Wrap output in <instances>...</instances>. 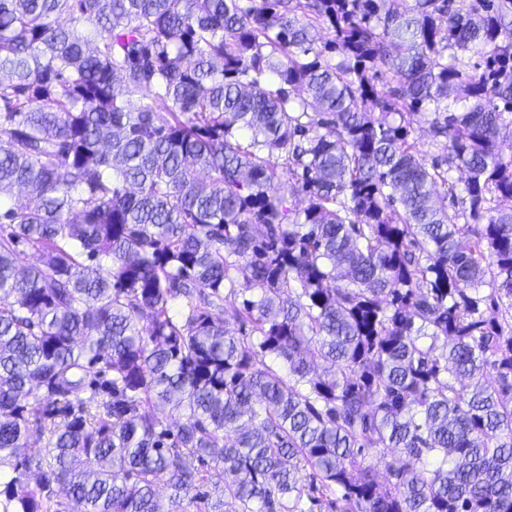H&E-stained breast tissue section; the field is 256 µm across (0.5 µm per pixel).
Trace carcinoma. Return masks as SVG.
Instances as JSON below:
<instances>
[{"instance_id": "cac0c4a2", "label": "carcinoma", "mask_w": 512, "mask_h": 512, "mask_svg": "<svg viewBox=\"0 0 512 512\" xmlns=\"http://www.w3.org/2000/svg\"><path fill=\"white\" fill-rule=\"evenodd\" d=\"M240 2L0 0V512H512V5ZM409 118L421 154L428 162L432 161L443 152L441 145L433 141L429 132L433 116L430 113L421 112L411 115Z\"/></svg>"}]
</instances>
